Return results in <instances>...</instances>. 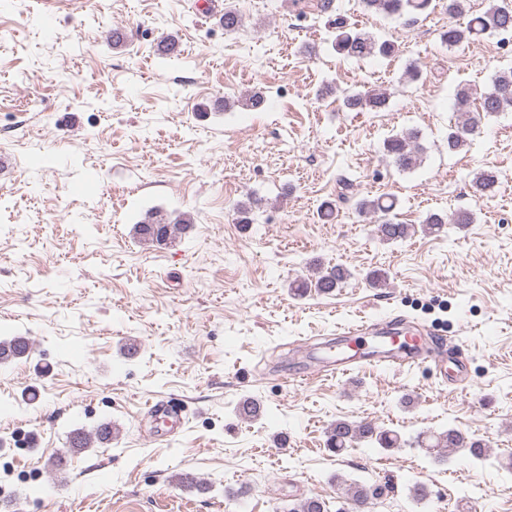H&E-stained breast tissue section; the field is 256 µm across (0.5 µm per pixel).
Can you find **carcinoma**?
<instances>
[{"label":"carcinoma","mask_w":512,"mask_h":512,"mask_svg":"<svg viewBox=\"0 0 512 512\" xmlns=\"http://www.w3.org/2000/svg\"><path fill=\"white\" fill-rule=\"evenodd\" d=\"M431 0H362L364 7L386 16H402L426 10ZM512 31V0H490L489 7L479 15L472 17L466 26H450L443 34L448 45L454 46L470 41L481 35ZM336 52L346 58L365 59L371 57H394L399 47L390 40H377L372 35L354 31L343 22H336L334 38ZM472 93L463 86L455 93L457 115L453 126L448 128V151L460 152L468 146V135L479 128L482 120L501 112H512V69L498 71L491 88L484 92L478 106L471 108ZM386 92L379 88H370L362 93L347 96L344 105L348 108H362L378 111L385 107ZM421 135L416 130H408L389 137L384 143V150L392 163L402 171L415 169L422 161L424 148L420 142ZM496 176L483 170L472 180V188L478 194L493 191ZM396 200L390 195L362 197L356 202L360 214H379L382 223L378 225L380 237L388 242L407 238L410 226L396 221ZM188 224V221L169 220L158 211L148 213L147 220L138 225L137 233L148 243L161 245L176 231ZM348 276L342 267H330L317 271L314 287L322 293H330ZM29 342L22 336L0 341V362L12 360L25 355ZM365 441L375 443L384 450L398 448L400 435L385 430L372 422H352L337 420L327 431L326 447L333 453H341L354 444ZM421 444L441 460L459 448L468 449L476 459L484 456L485 444L479 439L467 437L456 429L431 433L422 437ZM347 501L366 504L369 498L376 496L375 489L361 483H352L347 489Z\"/></svg>","instance_id":"carcinoma-1"}]
</instances>
